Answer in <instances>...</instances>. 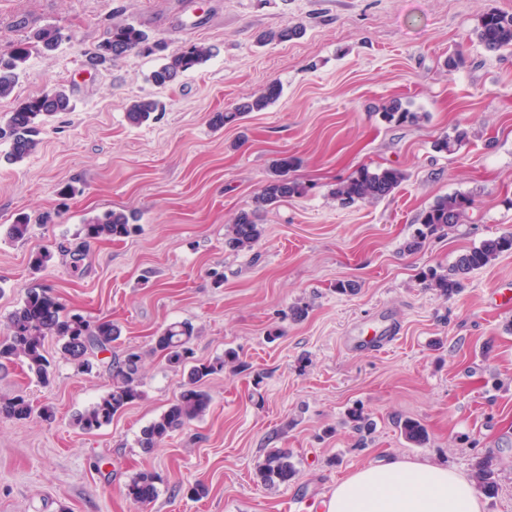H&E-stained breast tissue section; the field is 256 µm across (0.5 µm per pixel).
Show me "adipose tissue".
I'll return each instance as SVG.
<instances>
[{
    "label": "adipose tissue",
    "instance_id": "ef3b65f1",
    "mask_svg": "<svg viewBox=\"0 0 512 512\" xmlns=\"http://www.w3.org/2000/svg\"><path fill=\"white\" fill-rule=\"evenodd\" d=\"M326 512H483L471 481L445 466L390 458L337 482Z\"/></svg>",
    "mask_w": 512,
    "mask_h": 512
}]
</instances>
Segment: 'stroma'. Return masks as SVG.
<instances>
[{"mask_svg": "<svg viewBox=\"0 0 512 512\" xmlns=\"http://www.w3.org/2000/svg\"><path fill=\"white\" fill-rule=\"evenodd\" d=\"M490 11L512 14V0H0V48L46 27L65 35L56 50L31 54L0 113L55 86L72 105L22 162H6L0 142V334L33 284L121 332L84 374L47 343V387L22 362L0 369V398L23 394L54 412L49 421L0 417V512H322L339 479L388 455L467 477L491 461L499 491L484 497V512H512V305L499 299L512 291V253L449 297L423 278L512 232V53L486 52L474 34ZM116 22L139 25L165 52L92 65ZM296 23L300 38L267 40ZM192 44L212 56L155 86L165 53ZM456 53L465 63L448 70ZM272 82L282 88L274 104L213 125L214 113ZM143 98L164 110L130 125L127 109ZM395 101L418 121L385 122ZM458 130L467 140L456 153L435 150ZM287 156L306 193L262 213L252 249L229 250L228 225ZM365 167H396L405 179L385 199L342 205L337 185ZM66 186L74 193L65 198ZM456 192L473 200L461 221L408 251L419 214ZM112 209L136 212V231L85 239L83 224ZM22 214L28 238L6 239ZM43 250L52 259L34 270ZM341 281L356 291L338 292ZM295 306L302 319H292ZM180 321L195 327V360L231 348L250 370L210 376L206 415L148 454L142 428L184 383L151 339ZM393 326L399 339L386 352L343 343ZM129 348L144 354L140 398L84 433L77 414L109 391L112 360ZM356 406L371 434L348 421ZM408 418L425 426V444L401 434ZM271 448L293 454L288 485L255 478ZM142 470L161 477L144 507L125 496ZM198 483L208 494L196 500L188 489Z\"/></svg>", "mask_w": 512, "mask_h": 512, "instance_id": "stroma-1", "label": "stroma"}]
</instances>
